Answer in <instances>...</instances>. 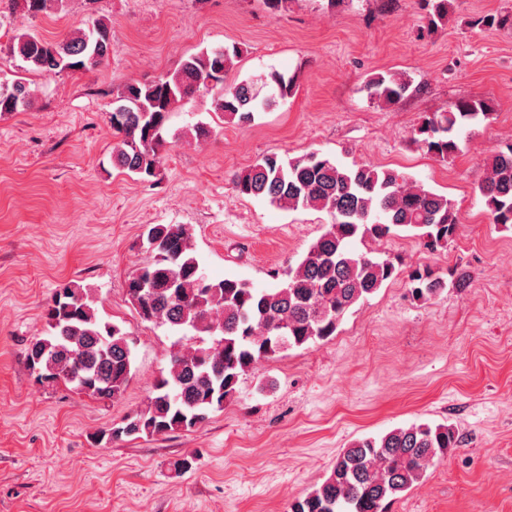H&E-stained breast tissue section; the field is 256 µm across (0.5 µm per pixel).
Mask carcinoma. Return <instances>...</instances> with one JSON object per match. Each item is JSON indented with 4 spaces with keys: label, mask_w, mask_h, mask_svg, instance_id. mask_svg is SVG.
I'll list each match as a JSON object with an SVG mask.
<instances>
[{
    "label": "carcinoma",
    "mask_w": 512,
    "mask_h": 512,
    "mask_svg": "<svg viewBox=\"0 0 512 512\" xmlns=\"http://www.w3.org/2000/svg\"><path fill=\"white\" fill-rule=\"evenodd\" d=\"M424 2L428 28L447 23L450 0ZM471 25L512 27V14L479 15ZM111 37L110 25L101 20L53 42L22 29L8 54L20 58L26 72H86L107 60ZM240 55L236 45L202 50L172 72L118 87L110 112L117 138L112 165L142 180L156 176L169 114L202 89L216 90L214 111L238 125L251 124L256 112L295 95L294 77L278 71L261 78L262 86L271 90L263 97L252 81L226 84ZM411 86L402 73H376L366 82L370 99L386 106L397 104ZM32 103L25 79L0 80L1 117ZM489 118L485 102L462 99L447 111L424 117L413 141L446 162L458 151L459 132ZM232 184L239 195L281 209L325 211L333 223L288 272L285 283L267 290L242 279L208 278L186 225L149 226V257L127 287L140 318L215 340L172 353L167 371L143 405L102 432L109 441L189 431L209 414L224 410L240 378L259 362L336 335L353 306L398 276L393 259L367 243L402 229L436 252L448 247L458 228L447 195L393 169L345 166L314 151L286 159L264 154L235 172ZM479 192L493 223L512 229V144L489 150ZM356 240L364 250L352 248ZM449 276L447 281L428 267L416 268L408 274L409 292L428 301L449 286L464 288L469 281L464 270L454 269ZM44 317L48 334L35 338L27 350L35 380L68 384L76 378L74 386L85 385L93 397L119 398L131 376L132 351L119 326L99 319L94 298L79 285L67 284L55 291ZM457 443L455 428L448 423H413L359 438L337 455L319 486L295 499L290 512H388L395 500L424 481L429 463L447 456Z\"/></svg>",
    "instance_id": "obj_1"
}]
</instances>
